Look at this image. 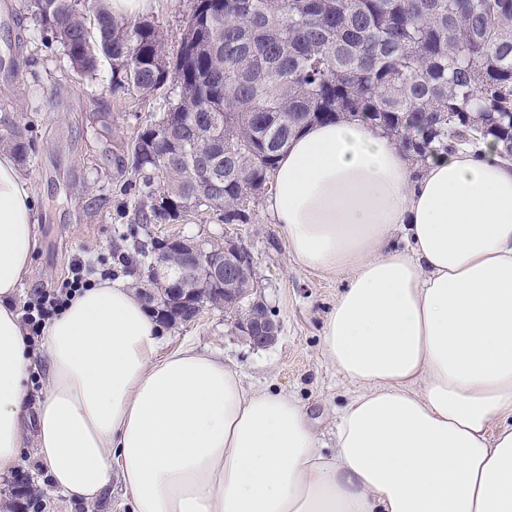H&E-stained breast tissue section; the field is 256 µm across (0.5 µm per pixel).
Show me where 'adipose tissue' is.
Returning a JSON list of instances; mask_svg holds the SVG:
<instances>
[{"mask_svg":"<svg viewBox=\"0 0 512 512\" xmlns=\"http://www.w3.org/2000/svg\"><path fill=\"white\" fill-rule=\"evenodd\" d=\"M273 182L292 256L347 280L321 341L354 387L333 448L223 355L162 351L119 278L49 321L31 401L16 298L36 198L0 152V478L30 437L61 496L90 503L117 480L128 512H512V162L484 145L418 165L369 124L327 122L289 141Z\"/></svg>","mask_w":512,"mask_h":512,"instance_id":"obj_1","label":"adipose tissue"}]
</instances>
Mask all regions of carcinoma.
I'll return each mask as SVG.
<instances>
[{
  "mask_svg": "<svg viewBox=\"0 0 512 512\" xmlns=\"http://www.w3.org/2000/svg\"><path fill=\"white\" fill-rule=\"evenodd\" d=\"M28 2L75 71L90 75L104 57L112 91L164 103L118 159L134 207L112 275L140 295L155 286V244L140 233L199 210L250 220L244 199L316 122L363 120L415 163L481 142L512 155V0H194L175 49L147 20L116 21L102 0ZM2 146L28 162L22 131Z\"/></svg>",
  "mask_w": 512,
  "mask_h": 512,
  "instance_id": "cac0c4a2",
  "label": "carcinoma"
}]
</instances>
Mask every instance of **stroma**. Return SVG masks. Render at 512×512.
<instances>
[{"label": "stroma", "instance_id": "stroma-1", "mask_svg": "<svg viewBox=\"0 0 512 512\" xmlns=\"http://www.w3.org/2000/svg\"><path fill=\"white\" fill-rule=\"evenodd\" d=\"M191 7L192 0H154L146 18L175 46ZM159 115L157 101L140 103L113 92L108 63L89 77L73 72L23 0H0V135L23 129L31 160L21 171L38 206L37 245L19 304L61 284L74 259H84L93 276L111 267L116 231L132 220L124 193L130 175L115 159L138 128ZM250 216L236 231L254 254L262 298L281 326L278 341L252 349L231 314L208 308L192 324L165 328L164 347L189 342L223 353L247 385L282 390L300 401L321 443L332 447L336 418L352 387L323 358L320 345L325 317L346 280L294 260L265 212L264 196L253 199ZM149 230L219 238L224 225L216 213L193 211L180 223Z\"/></svg>", "mask_w": 512, "mask_h": 512}]
</instances>
